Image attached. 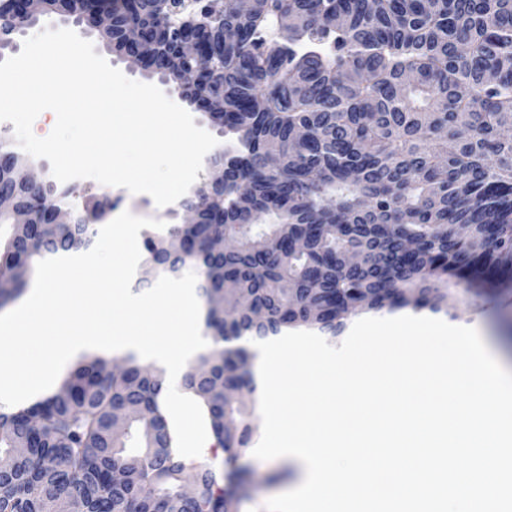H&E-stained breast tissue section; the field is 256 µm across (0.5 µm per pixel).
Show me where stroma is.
Instances as JSON below:
<instances>
[{"instance_id": "35a3bbf8", "label": "stroma", "mask_w": 512, "mask_h": 512, "mask_svg": "<svg viewBox=\"0 0 512 512\" xmlns=\"http://www.w3.org/2000/svg\"><path fill=\"white\" fill-rule=\"evenodd\" d=\"M48 27L75 31L80 37L91 41L96 53L127 78L155 85L172 101L181 102L182 97L175 83L162 79L159 75H149L130 67L122 57L105 45L97 32L77 25L73 19L61 16L43 17L27 28L25 35L17 36L16 45H23L26 36L37 34ZM76 189L85 197L110 193L118 211H128L139 217L157 219L168 224H180L186 219L184 211L178 210L176 204L160 208L152 197L145 194L134 195L121 187L109 191L104 185L86 179L77 184ZM447 318L477 329L499 363L512 371V288H502L481 295L469 293L458 296L449 302ZM235 465L247 472L246 490L253 501L249 512H261L269 498L288 492L303 469L302 463L294 458L283 457L272 462L258 460L250 454L238 459Z\"/></svg>"}]
</instances>
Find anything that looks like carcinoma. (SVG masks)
I'll list each match as a JSON object with an SVG mask.
<instances>
[{
	"label": "carcinoma",
	"mask_w": 512,
	"mask_h": 512,
	"mask_svg": "<svg viewBox=\"0 0 512 512\" xmlns=\"http://www.w3.org/2000/svg\"><path fill=\"white\" fill-rule=\"evenodd\" d=\"M112 14L107 43L150 74L183 70L184 21L212 72L183 97L228 136L180 202L199 223L143 232L151 275L196 271L210 346L183 374L232 463L256 435L247 348L289 329L341 335L359 315L448 313V284H512V0H0V51L44 15ZM142 33L124 44L130 25ZM10 156L0 171V294L39 261L89 250L108 202L51 224ZM29 214L16 224L11 208ZM82 357L41 400L0 408V512H242L208 465L188 474L159 400L163 367ZM198 484L182 496L187 476Z\"/></svg>",
	"instance_id": "cac0c4a2"
}]
</instances>
